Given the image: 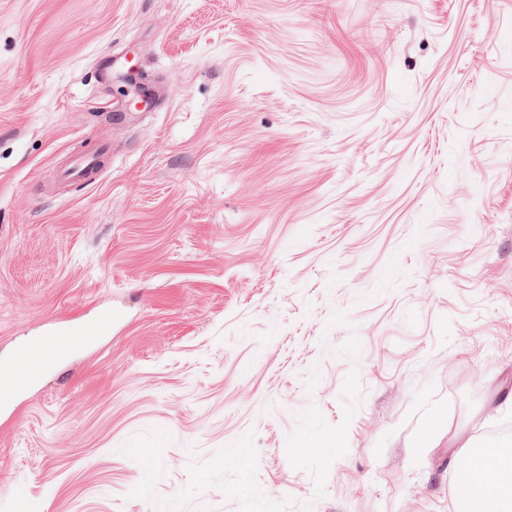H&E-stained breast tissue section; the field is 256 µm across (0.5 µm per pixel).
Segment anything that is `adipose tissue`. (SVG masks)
<instances>
[{
	"mask_svg": "<svg viewBox=\"0 0 512 512\" xmlns=\"http://www.w3.org/2000/svg\"><path fill=\"white\" fill-rule=\"evenodd\" d=\"M69 347L70 339L66 336L30 346L14 370L19 378L30 380L39 375L47 359L68 351ZM468 463L478 485V495L471 501L475 512H512V453L487 459L476 452L470 455Z\"/></svg>",
	"mask_w": 512,
	"mask_h": 512,
	"instance_id": "ef3b65f1",
	"label": "adipose tissue"
}]
</instances>
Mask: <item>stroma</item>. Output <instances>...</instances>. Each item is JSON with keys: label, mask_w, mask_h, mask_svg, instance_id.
Masks as SVG:
<instances>
[{"label": "stroma", "mask_w": 512, "mask_h": 512, "mask_svg": "<svg viewBox=\"0 0 512 512\" xmlns=\"http://www.w3.org/2000/svg\"><path fill=\"white\" fill-rule=\"evenodd\" d=\"M57 335L0 512H462L512 424V0H0V363Z\"/></svg>", "instance_id": "35a3bbf8"}]
</instances>
